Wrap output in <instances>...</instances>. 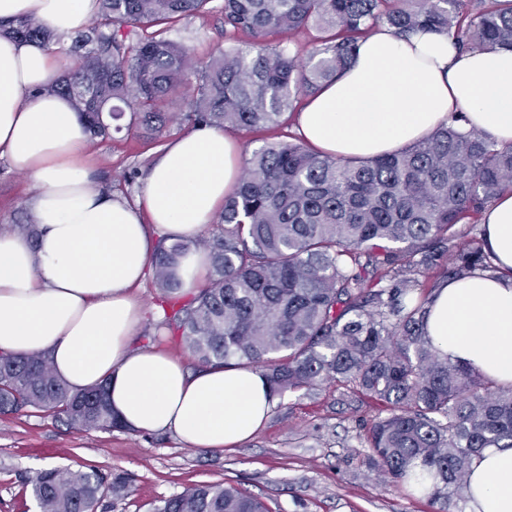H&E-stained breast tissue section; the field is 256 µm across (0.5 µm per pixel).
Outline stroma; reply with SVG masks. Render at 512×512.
I'll return each instance as SVG.
<instances>
[{
  "label": "stroma",
  "instance_id": "stroma-1",
  "mask_svg": "<svg viewBox=\"0 0 512 512\" xmlns=\"http://www.w3.org/2000/svg\"><path fill=\"white\" fill-rule=\"evenodd\" d=\"M172 37L195 56L208 57L224 47V16L215 6L182 19ZM179 135L174 127L157 139L124 130L88 144L99 186L115 199L135 202L157 151ZM31 186L8 159H0V225L27 223ZM136 294L143 310L134 344L165 348L196 369L187 349L156 333L160 310L151 279ZM382 414L371 400L321 384L276 400L267 423L245 444L205 450L168 432L79 431L50 412L29 408L0 417V512H38L32 482L49 467L128 473L129 495L107 512H152L160 500L203 483L237 486L263 498L272 512H435L423 493L364 465L362 425Z\"/></svg>",
  "mask_w": 512,
  "mask_h": 512
}]
</instances>
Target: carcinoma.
I'll return each instance as SVG.
<instances>
[{
	"mask_svg": "<svg viewBox=\"0 0 512 512\" xmlns=\"http://www.w3.org/2000/svg\"><path fill=\"white\" fill-rule=\"evenodd\" d=\"M211 0H101L69 49L40 20L0 23V32L75 53L78 66L45 91L70 100L89 140L121 131L156 137L188 130L278 128L294 100L312 96L351 62L376 25L399 34L446 30L461 50L512 47V3L502 0H224V50L196 60L169 37ZM321 33L309 63L291 36ZM249 40L244 42L241 36ZM271 35L280 36L276 45ZM181 112H167L174 98ZM456 123L400 152L337 159L300 140L266 143L244 161L209 237L162 239L149 260L155 325L180 338L197 362L261 369L273 397L322 383L346 384L386 415L364 429L366 467L410 483L437 512L466 500L471 463L484 448H512V386H493L441 357L427 332L420 278L440 268L454 279L491 271L484 242L450 246L456 226L512 190V145L462 132ZM207 252L210 274L184 294L175 269ZM52 412L78 430H125L105 388L71 389L46 353L0 352V416ZM131 480L48 468L32 485L39 512H95L122 499ZM153 512H271L232 485L202 484L161 500Z\"/></svg>",
	"mask_w": 512,
	"mask_h": 512,
	"instance_id": "1",
	"label": "carcinoma"
}]
</instances>
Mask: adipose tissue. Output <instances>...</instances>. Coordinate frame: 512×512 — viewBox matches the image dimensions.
Listing matches in <instances>:
<instances>
[{
    "label": "adipose tissue",
    "mask_w": 512,
    "mask_h": 512,
    "mask_svg": "<svg viewBox=\"0 0 512 512\" xmlns=\"http://www.w3.org/2000/svg\"><path fill=\"white\" fill-rule=\"evenodd\" d=\"M97 0H0V21L34 16L55 34L82 30ZM60 62L45 44L0 35V158L33 183L35 240L0 235V351L50 353L72 389L107 384L127 428L169 432L191 448L221 450L249 439L274 400L262 371L182 363L132 337L142 309L133 290L159 239L196 238L240 177L241 147L201 128L168 144L135 204L100 188L85 163L86 137L70 102L45 86ZM460 127L512 144V48L462 51L447 33L401 36L381 25L350 65L298 112L311 147L366 160ZM494 271L440 281L428 334L442 356L501 386L512 385V192L480 218ZM467 512H512V448L474 460Z\"/></svg>",
    "instance_id": "ef3b65f1"
}]
</instances>
